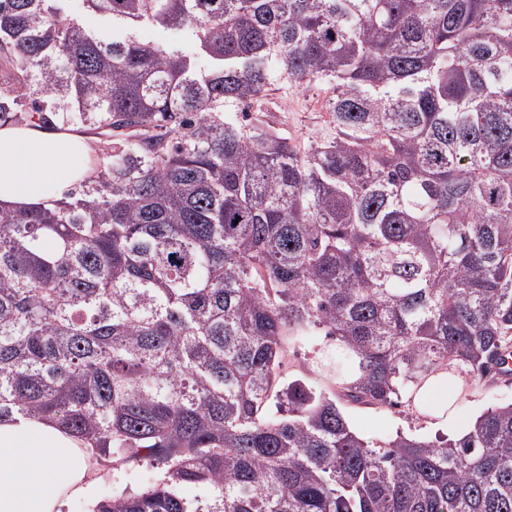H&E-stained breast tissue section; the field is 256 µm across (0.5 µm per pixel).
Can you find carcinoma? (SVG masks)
I'll return each mask as SVG.
<instances>
[{
  "label": "carcinoma",
  "instance_id": "carcinoma-1",
  "mask_svg": "<svg viewBox=\"0 0 512 512\" xmlns=\"http://www.w3.org/2000/svg\"><path fill=\"white\" fill-rule=\"evenodd\" d=\"M69 2L0 0V122L110 138L0 209V418L161 463L91 512H512V403L434 441L341 406L447 414L512 355V0H82L108 43ZM277 76L332 85L334 139L238 119ZM71 9L82 15L85 26L97 30L103 38L112 39V29L117 33L121 30L119 24H114L94 15L83 11L81 0H71ZM141 39L153 41L161 45H167L172 40H177L186 50H191L194 46V34L190 29H185L174 35H169L152 27L145 26L139 31ZM310 346H298L290 350L283 359L280 368L279 382L277 389L280 390L296 379L308 383V376L305 371L311 355Z\"/></svg>",
  "mask_w": 512,
  "mask_h": 512
}]
</instances>
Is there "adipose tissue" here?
<instances>
[{
	"label": "adipose tissue",
	"mask_w": 512,
	"mask_h": 512,
	"mask_svg": "<svg viewBox=\"0 0 512 512\" xmlns=\"http://www.w3.org/2000/svg\"><path fill=\"white\" fill-rule=\"evenodd\" d=\"M87 138L76 129L0 126V208L51 207L93 177ZM89 451L53 422L0 420V512H64L71 497L93 498Z\"/></svg>",
	"instance_id": "adipose-tissue-1"
}]
</instances>
